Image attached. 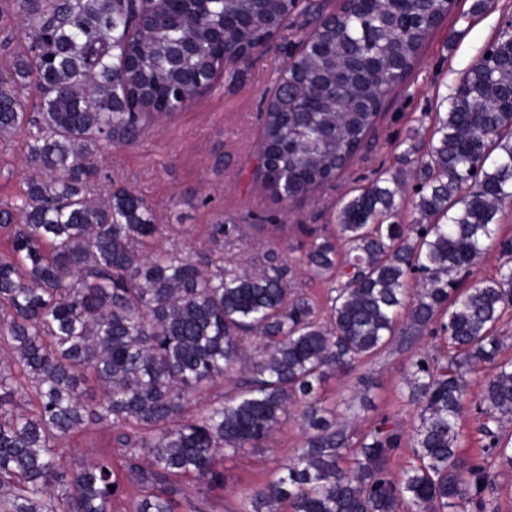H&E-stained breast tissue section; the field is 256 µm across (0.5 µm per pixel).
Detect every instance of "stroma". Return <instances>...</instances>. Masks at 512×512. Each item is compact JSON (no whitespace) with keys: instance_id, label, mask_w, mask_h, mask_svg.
<instances>
[{"instance_id":"stroma-1","label":"stroma","mask_w":512,"mask_h":512,"mask_svg":"<svg viewBox=\"0 0 512 512\" xmlns=\"http://www.w3.org/2000/svg\"><path fill=\"white\" fill-rule=\"evenodd\" d=\"M310 11L294 13L287 27L254 60L229 63L212 88L165 117H152L134 143L115 144L99 152L98 175L91 195L106 198L112 184L144 196L156 223L164 227L165 245L202 258L209 247L208 225H242L243 234L224 244V266L258 273L263 257L280 246L290 263L303 258L311 228H332L340 202L353 190L388 172L413 181L415 165L406 161L401 141L409 129L425 131L436 113L447 112L457 79L478 63L488 46L512 28V0H488L473 13L475 0H455L452 10L422 48L410 76L389 95L379 118L358 154L334 181L285 203L264 189L256 167L262 130V102L272 91L290 51L313 27L316 13L329 14L341 0H310ZM28 42L21 17H0V79L12 82L17 55ZM29 133L21 129L0 134V208L13 205L26 190L34 170L27 164ZM438 339L424 335L411 346L397 348L363 365L375 385L357 393L353 376L330 378L324 389L329 401H354L352 428L363 430L389 416L411 428L416 405L408 403L402 379L420 352L437 353ZM295 417L281 424L270 446L249 448L224 463L223 491L175 497V512H236L242 490L267 482L301 445ZM111 456L121 463L123 451L110 426L98 425L70 439L62 463L73 468L82 459Z\"/></svg>"}]
</instances>
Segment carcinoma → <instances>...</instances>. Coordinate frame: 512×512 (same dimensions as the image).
<instances>
[{"label":"carcinoma","instance_id":"carcinoma-1","mask_svg":"<svg viewBox=\"0 0 512 512\" xmlns=\"http://www.w3.org/2000/svg\"><path fill=\"white\" fill-rule=\"evenodd\" d=\"M5 5L29 30L16 78L36 73L46 97L30 119L0 86V132L32 126L26 161L40 172L0 209V512H112L130 487L132 512H174L173 496L186 495L178 479L224 490V460L270 446L292 406L302 445L241 493L240 512H499L496 469L512 468V358L497 332L512 307V236L494 216L512 201V33L460 77L428 141L410 131L419 220L393 221L404 199L393 174L345 200L332 233L309 229L302 270L330 288L319 307L278 251L257 276L224 272V237L239 224L208 225L211 248L192 260L161 245L142 196L88 193L100 150L205 93L194 77L215 74L220 52L253 59L308 4L154 3L159 16L204 13L194 25L139 24L138 0H0V14ZM445 8L344 0L335 17L318 15L265 104L259 167L273 197L294 201L344 170ZM220 24L222 48L211 37ZM186 41L194 51L182 57ZM490 242L503 258L496 274L459 291ZM425 332L447 353L421 354L405 374L419 410L411 433L388 417L356 433L323 406L329 377ZM483 364L492 369L476 382ZM230 372L241 377L224 399L197 398ZM20 392L28 411L14 403ZM471 405L484 444L465 457ZM100 424L124 449L121 477L110 455L61 465L67 441ZM406 444L395 478L388 463Z\"/></svg>","mask_w":512,"mask_h":512}]
</instances>
